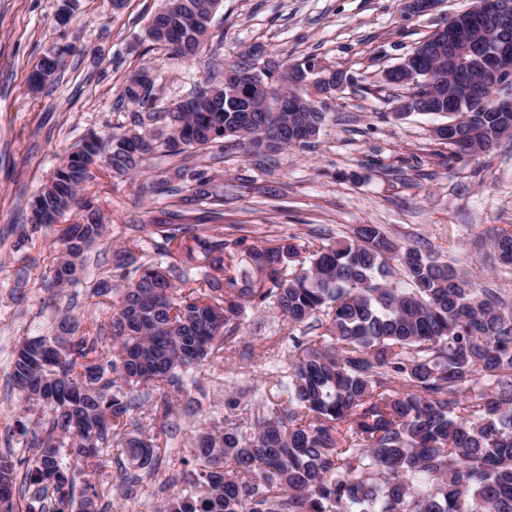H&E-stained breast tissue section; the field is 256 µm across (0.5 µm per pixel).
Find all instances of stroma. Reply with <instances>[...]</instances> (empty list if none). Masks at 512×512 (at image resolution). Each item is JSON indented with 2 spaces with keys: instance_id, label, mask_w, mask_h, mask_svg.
Here are the masks:
<instances>
[{
  "instance_id": "obj_1",
  "label": "stroma",
  "mask_w": 512,
  "mask_h": 512,
  "mask_svg": "<svg viewBox=\"0 0 512 512\" xmlns=\"http://www.w3.org/2000/svg\"><path fill=\"white\" fill-rule=\"evenodd\" d=\"M471 0H442L423 16L405 17L402 0H223L213 36L200 55L181 58L146 37L149 18L163 0H0V453L18 473L32 466L29 442L36 430L10 384L11 359L24 338L58 333L63 318L107 321L117 295L95 296L101 276L119 278L115 249L129 224H144L167 209L195 222L223 209L224 235L259 244L276 237L352 236L361 224H378L403 244L425 243L467 277L493 282L512 295V273L490 267L476 247L488 230L512 225V139L468 160L451 158L431 136L436 118L415 113L394 120L395 91L382 75L410 54L442 17ZM261 44L270 60H312L351 71L357 78L331 103L320 135L260 161L233 142L223 150H191L148 158L140 174L118 175L98 166L76 207L55 224L20 240L29 202L62 157L86 135L103 139L136 128L147 112L122 99L127 77L154 66L157 108L186 96L194 83L222 80L242 50ZM65 49L63 65L40 87L30 74L50 50ZM205 172L218 198H199L182 185L185 169ZM108 226L87 253L82 281L49 299L41 282L50 274L61 225L82 223L87 209ZM288 327L276 307L248 312L235 349L223 365L204 367L197 399L201 411L183 412L176 401L165 422L174 429L171 458L194 451V430L204 415L228 413L227 399L247 403L258 377L240 373V359L264 361L266 339ZM110 449L97 470L70 468L74 494L95 483L108 512H154L167 492L158 478L143 479L133 495L117 491L118 471L132 469Z\"/></svg>"
}]
</instances>
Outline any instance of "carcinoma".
Here are the masks:
<instances>
[{
    "label": "carcinoma",
    "mask_w": 512,
    "mask_h": 512,
    "mask_svg": "<svg viewBox=\"0 0 512 512\" xmlns=\"http://www.w3.org/2000/svg\"><path fill=\"white\" fill-rule=\"evenodd\" d=\"M183 15L162 9L151 18L173 43L170 51H202L205 27L190 18L216 14L222 0H181ZM236 64L257 73L267 87L281 86L279 71L303 63L261 60V49ZM484 61L466 75L432 67L419 85H436L463 103L451 117L469 133L445 142L454 155L486 153L512 134V111L493 112L471 101V86ZM126 84L122 98L147 105L155 77ZM224 84L198 85L186 99L155 116L164 130L140 131L144 147L95 134L68 154V171L40 190L41 214L30 213L35 232L56 223L77 195L71 172L84 154L107 153L112 171H137L158 153L178 155L235 141L262 158L305 146L319 135L327 113L277 112L265 101H229ZM195 194L212 197L205 174L188 170ZM166 212L151 220L149 236L161 254L174 246L186 261L165 268L140 264L131 271L128 249L116 250L123 284L100 279L97 296L119 294L112 325L80 328L66 317L58 335L23 341L12 362L11 384L24 411L39 409L41 432L32 437L37 471L16 481L15 462L0 454V476L40 512H105L104 493L86 484L79 502L66 489L68 465L95 470L100 454L120 448L152 473L157 450L170 447L162 425L137 428L142 412L167 418L170 394L189 395L203 366L224 362L249 309L275 305L289 332L271 348L287 370L275 386L283 403L252 389L250 419H224L196 430L193 459L174 463L164 485L177 492L157 512H512V300L494 284H476L418 244L398 245L378 224H361L355 238L303 244L280 238L248 245L224 237V213L204 223L181 224ZM107 232L90 212L63 231V248L42 281L58 295L81 281L86 252ZM481 246L490 261L512 272V229L493 228ZM238 274L222 280L211 270L224 259ZM304 328L297 336L294 329ZM315 330L309 336L306 330ZM113 352L104 359L106 339Z\"/></svg>",
    "instance_id": "carcinoma-1"
}]
</instances>
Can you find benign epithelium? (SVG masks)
Returning <instances> with one entry per match:
<instances>
[{
    "instance_id": "7a95c632",
    "label": "benign epithelium",
    "mask_w": 512,
    "mask_h": 512,
    "mask_svg": "<svg viewBox=\"0 0 512 512\" xmlns=\"http://www.w3.org/2000/svg\"><path fill=\"white\" fill-rule=\"evenodd\" d=\"M439 0H406L409 13L419 16L433 11ZM477 15H491L496 18L504 29L512 26V3L508 0H480L475 9L455 13L444 19L435 29L434 33L441 37L439 46L425 53V58L439 57L448 62L458 63L468 54L484 53L488 58V66L484 69L482 78L477 85L478 96L490 91L492 99L497 101L494 109L498 112L512 110V61L509 57L507 42L482 41L475 42L468 38L469 25ZM414 60L407 59V63L393 66L384 72V81L388 84L397 83L407 88L405 98L397 103L395 111H406V104L413 99L423 98L430 100L432 95L418 94L416 73L418 68L413 66ZM232 75L231 70L224 71V76ZM234 76V75H232ZM291 80L295 87L305 84L317 83L324 88L321 96L328 100L334 99L347 86L350 77L346 76L336 81L320 73V70L309 68L305 71H291ZM234 84L249 97H259L263 85L257 83L253 73L238 74L234 76Z\"/></svg>"
}]
</instances>
